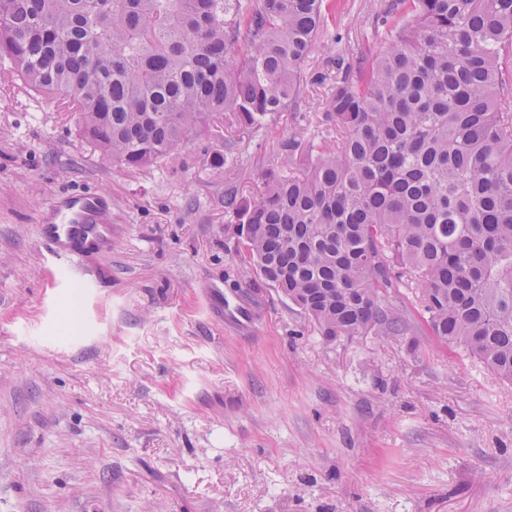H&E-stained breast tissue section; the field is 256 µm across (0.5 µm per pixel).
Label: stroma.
<instances>
[{
	"mask_svg": "<svg viewBox=\"0 0 512 512\" xmlns=\"http://www.w3.org/2000/svg\"><path fill=\"white\" fill-rule=\"evenodd\" d=\"M382 3L344 0L296 108L155 166L113 163L56 98L0 84V512H512V382L432 336L404 288L385 299L404 331L325 338L224 208L284 171L288 140L335 144L328 91L382 49ZM69 192L108 200L112 239L64 276L38 218ZM216 281L256 334L210 310Z\"/></svg>",
	"mask_w": 512,
	"mask_h": 512,
	"instance_id": "35a3bbf8",
	"label": "stroma"
}]
</instances>
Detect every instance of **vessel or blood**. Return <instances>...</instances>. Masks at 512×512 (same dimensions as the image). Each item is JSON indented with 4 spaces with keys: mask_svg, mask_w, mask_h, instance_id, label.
<instances>
[{
    "mask_svg": "<svg viewBox=\"0 0 512 512\" xmlns=\"http://www.w3.org/2000/svg\"><path fill=\"white\" fill-rule=\"evenodd\" d=\"M106 204L91 194L58 198L52 209L39 218L41 238L59 262L94 249L109 232Z\"/></svg>",
    "mask_w": 512,
    "mask_h": 512,
    "instance_id": "b4317fda",
    "label": "vessel or blood"
}]
</instances>
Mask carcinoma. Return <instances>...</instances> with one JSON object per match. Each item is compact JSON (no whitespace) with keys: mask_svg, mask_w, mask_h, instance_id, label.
<instances>
[{"mask_svg":"<svg viewBox=\"0 0 512 512\" xmlns=\"http://www.w3.org/2000/svg\"><path fill=\"white\" fill-rule=\"evenodd\" d=\"M340 0H0V75L55 94L128 167L227 115L248 132L300 97ZM384 49L347 66L295 174L224 208L245 259L327 338L403 320L512 381V0H386Z\"/></svg>","mask_w":512,"mask_h":512,"instance_id":"cac0c4a2","label":"carcinoma"}]
</instances>
